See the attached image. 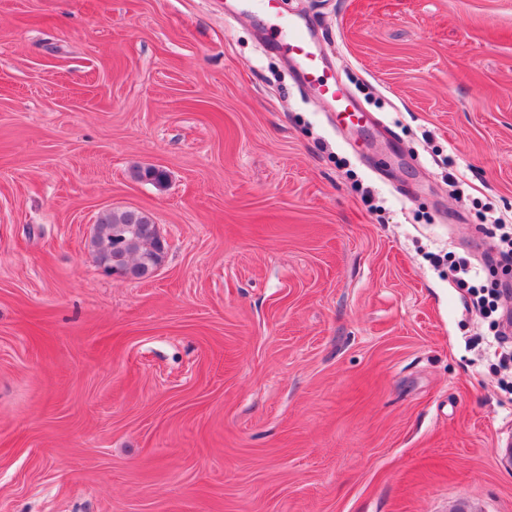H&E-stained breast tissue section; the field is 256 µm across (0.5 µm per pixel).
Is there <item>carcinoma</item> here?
I'll return each mask as SVG.
<instances>
[{
    "label": "carcinoma",
    "instance_id": "1",
    "mask_svg": "<svg viewBox=\"0 0 512 512\" xmlns=\"http://www.w3.org/2000/svg\"><path fill=\"white\" fill-rule=\"evenodd\" d=\"M92 247L99 265L105 268L119 265L133 280L150 277L152 268L166 257V249L155 236L153 221L136 210L102 213Z\"/></svg>",
    "mask_w": 512,
    "mask_h": 512
}]
</instances>
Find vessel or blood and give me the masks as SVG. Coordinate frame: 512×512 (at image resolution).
Segmentation results:
<instances>
[{
  "label": "vessel or blood",
  "mask_w": 512,
  "mask_h": 512,
  "mask_svg": "<svg viewBox=\"0 0 512 512\" xmlns=\"http://www.w3.org/2000/svg\"><path fill=\"white\" fill-rule=\"evenodd\" d=\"M257 2L282 48L300 64L304 80L316 86L324 100L337 105L349 125L358 126L365 122L366 113L353 106L343 95L336 81L335 70L324 64L318 47L302 22L284 17L280 12L279 0Z\"/></svg>",
  "instance_id": "1"
}]
</instances>
